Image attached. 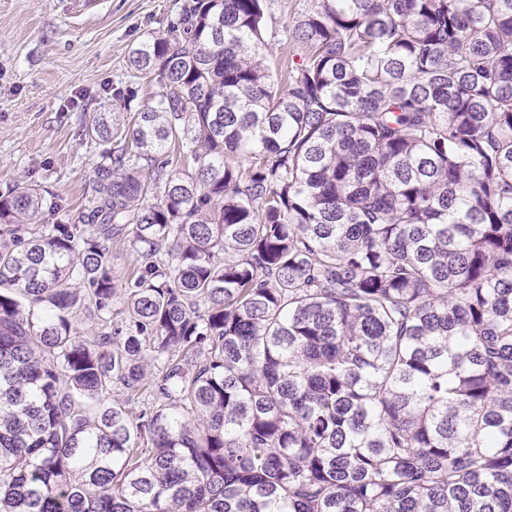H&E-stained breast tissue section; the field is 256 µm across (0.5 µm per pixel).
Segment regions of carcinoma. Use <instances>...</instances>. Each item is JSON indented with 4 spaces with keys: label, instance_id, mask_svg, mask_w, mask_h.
Segmentation results:
<instances>
[{
    "label": "carcinoma",
    "instance_id": "cac0c4a2",
    "mask_svg": "<svg viewBox=\"0 0 512 512\" xmlns=\"http://www.w3.org/2000/svg\"><path fill=\"white\" fill-rule=\"evenodd\" d=\"M269 2L130 50L84 223L0 194V512H512V0ZM274 19L270 26L280 27L288 20L296 17L300 12L308 8L309 4L306 0H274L271 1ZM134 262V255L128 247L115 244L112 246V270L119 283L123 282Z\"/></svg>",
    "mask_w": 512,
    "mask_h": 512
}]
</instances>
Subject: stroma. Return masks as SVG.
Here are the masks:
<instances>
[{"label":"stroma","instance_id":"stroma-1","mask_svg":"<svg viewBox=\"0 0 512 512\" xmlns=\"http://www.w3.org/2000/svg\"><path fill=\"white\" fill-rule=\"evenodd\" d=\"M181 0H0V193L38 186L45 224L82 223L98 156L85 134L112 109L113 88L135 105L154 87L126 60L162 34Z\"/></svg>","mask_w":512,"mask_h":512}]
</instances>
